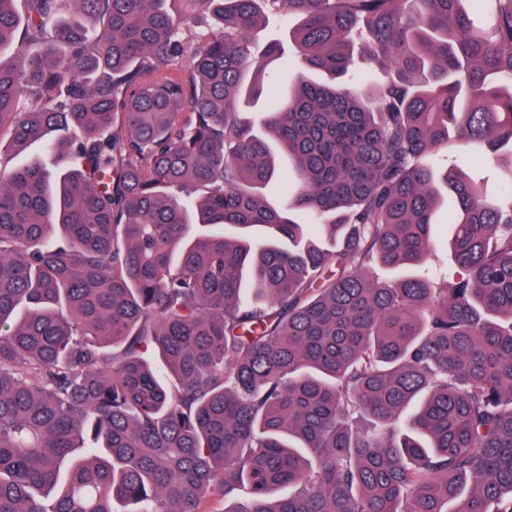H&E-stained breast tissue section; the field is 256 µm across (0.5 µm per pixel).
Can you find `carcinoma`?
I'll return each mask as SVG.
<instances>
[{"mask_svg":"<svg viewBox=\"0 0 512 512\" xmlns=\"http://www.w3.org/2000/svg\"><path fill=\"white\" fill-rule=\"evenodd\" d=\"M15 2L0 128L63 169L0 148V512H512V0ZM178 8L185 16L189 17L183 33L188 40H196L198 37L209 36L216 29L215 22L208 18L207 20H197L195 10L191 2L181 1L177 3ZM267 72L270 73L268 86L262 97L255 102H250L246 109L254 113L256 124L282 99L288 90V80L284 77L281 61H274L269 64ZM383 80L384 77L381 73L365 68H359L348 77L346 84L357 91L365 90L366 92H370ZM436 248L427 256V265L438 274H447L448 278L454 275L455 268L448 253V239L451 236V227L448 225V208L444 204L436 213Z\"/></svg>","mask_w":512,"mask_h":512,"instance_id":"cac0c4a2","label":"carcinoma"}]
</instances>
